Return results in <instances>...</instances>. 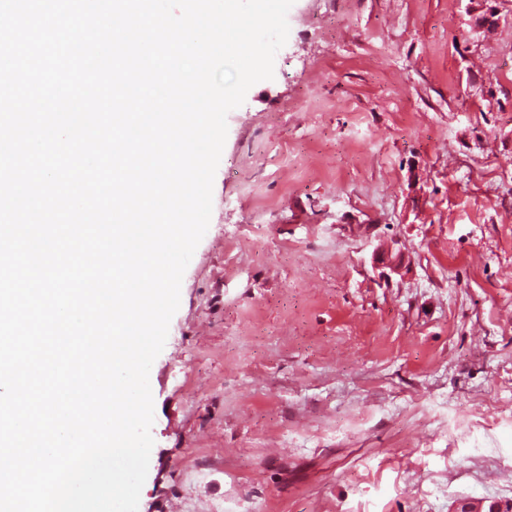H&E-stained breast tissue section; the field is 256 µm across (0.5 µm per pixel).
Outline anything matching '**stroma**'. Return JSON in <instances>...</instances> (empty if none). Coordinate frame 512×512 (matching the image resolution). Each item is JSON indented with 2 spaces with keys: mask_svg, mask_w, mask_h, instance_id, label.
<instances>
[{
  "mask_svg": "<svg viewBox=\"0 0 512 512\" xmlns=\"http://www.w3.org/2000/svg\"><path fill=\"white\" fill-rule=\"evenodd\" d=\"M321 3L227 117L138 512H512V0Z\"/></svg>",
  "mask_w": 512,
  "mask_h": 512,
  "instance_id": "1",
  "label": "stroma"
}]
</instances>
